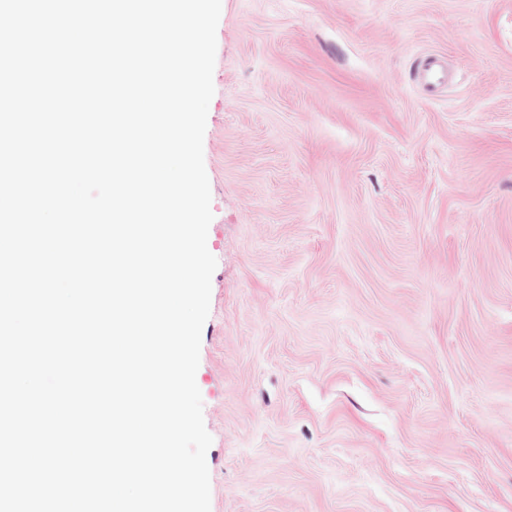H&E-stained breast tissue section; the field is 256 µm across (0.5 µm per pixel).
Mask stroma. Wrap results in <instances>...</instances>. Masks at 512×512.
Segmentation results:
<instances>
[{
    "mask_svg": "<svg viewBox=\"0 0 512 512\" xmlns=\"http://www.w3.org/2000/svg\"><path fill=\"white\" fill-rule=\"evenodd\" d=\"M213 83L211 512H512V0H222ZM419 74L423 82L430 87H438L448 81V73L442 62L433 56H427L421 61Z\"/></svg>",
    "mask_w": 512,
    "mask_h": 512,
    "instance_id": "35a3bbf8",
    "label": "stroma"
}]
</instances>
